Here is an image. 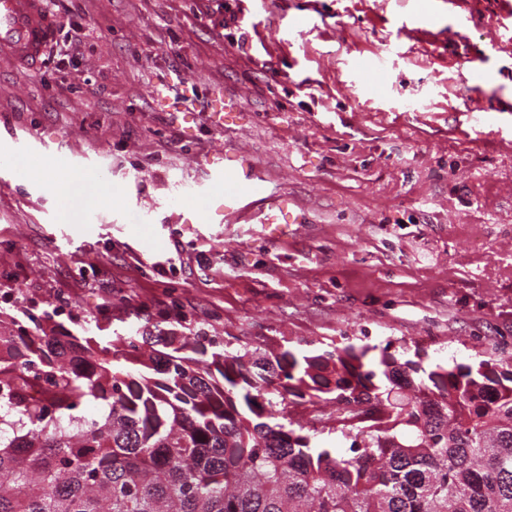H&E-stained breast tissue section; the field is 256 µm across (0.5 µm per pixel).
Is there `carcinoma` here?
I'll list each match as a JSON object with an SVG mask.
<instances>
[{
    "mask_svg": "<svg viewBox=\"0 0 512 512\" xmlns=\"http://www.w3.org/2000/svg\"><path fill=\"white\" fill-rule=\"evenodd\" d=\"M0 311V512H512V356L269 358ZM101 404L104 414L83 410ZM336 407L338 452L288 419Z\"/></svg>",
    "mask_w": 512,
    "mask_h": 512,
    "instance_id": "carcinoma-1",
    "label": "carcinoma"
}]
</instances>
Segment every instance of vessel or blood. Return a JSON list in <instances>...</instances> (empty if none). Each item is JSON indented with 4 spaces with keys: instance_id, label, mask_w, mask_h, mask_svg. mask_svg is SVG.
<instances>
[{
    "instance_id": "b4317fda",
    "label": "vessel or blood",
    "mask_w": 512,
    "mask_h": 512,
    "mask_svg": "<svg viewBox=\"0 0 512 512\" xmlns=\"http://www.w3.org/2000/svg\"><path fill=\"white\" fill-rule=\"evenodd\" d=\"M59 29L47 12L44 0H0V61L7 59L26 67L41 66ZM212 192L196 198L203 219L221 217L224 222L254 214L260 223L285 231L292 221L284 197L269 195L263 179L245 155L225 153L212 161Z\"/></svg>"
}]
</instances>
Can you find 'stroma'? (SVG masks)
<instances>
[{"mask_svg": "<svg viewBox=\"0 0 512 512\" xmlns=\"http://www.w3.org/2000/svg\"><path fill=\"white\" fill-rule=\"evenodd\" d=\"M224 2L69 0L53 89L0 64V158L20 159L0 167L9 311L98 322L108 345L178 309L270 355L472 363L512 340V0ZM217 88L236 124L212 119ZM226 152L302 222L279 239L194 223L185 203ZM62 158L78 178L66 196L50 185Z\"/></svg>", "mask_w": 512, "mask_h": 512, "instance_id": "stroma-1", "label": "stroma"}]
</instances>
